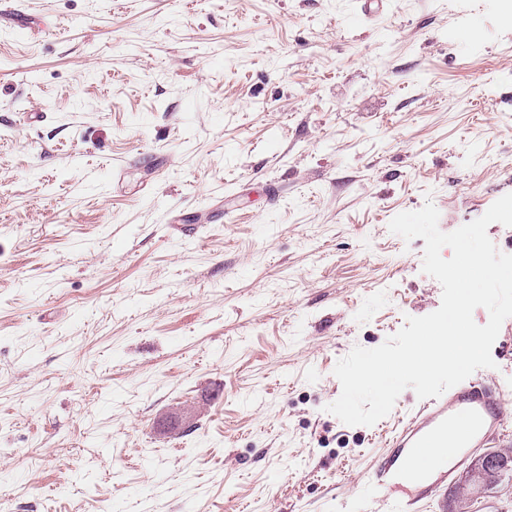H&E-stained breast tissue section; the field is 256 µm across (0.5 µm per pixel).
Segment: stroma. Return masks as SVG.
Here are the masks:
<instances>
[{
	"label": "stroma",
	"instance_id": "35a3bbf8",
	"mask_svg": "<svg viewBox=\"0 0 512 512\" xmlns=\"http://www.w3.org/2000/svg\"><path fill=\"white\" fill-rule=\"evenodd\" d=\"M22 0L0 23V496L380 512L337 361L437 310L424 239L512 193L505 0ZM480 40H469L472 28ZM477 377L512 395V317Z\"/></svg>",
	"mask_w": 512,
	"mask_h": 512
}]
</instances>
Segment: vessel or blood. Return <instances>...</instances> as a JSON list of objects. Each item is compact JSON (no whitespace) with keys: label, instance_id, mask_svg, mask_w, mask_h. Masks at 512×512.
<instances>
[{"label":"vessel or blood","instance_id":"vessel-or-blood-1","mask_svg":"<svg viewBox=\"0 0 512 512\" xmlns=\"http://www.w3.org/2000/svg\"><path fill=\"white\" fill-rule=\"evenodd\" d=\"M512 429V399L472 380L431 399L387 439L388 451L368 476V487L392 512L434 498L455 480L470 454Z\"/></svg>","mask_w":512,"mask_h":512}]
</instances>
